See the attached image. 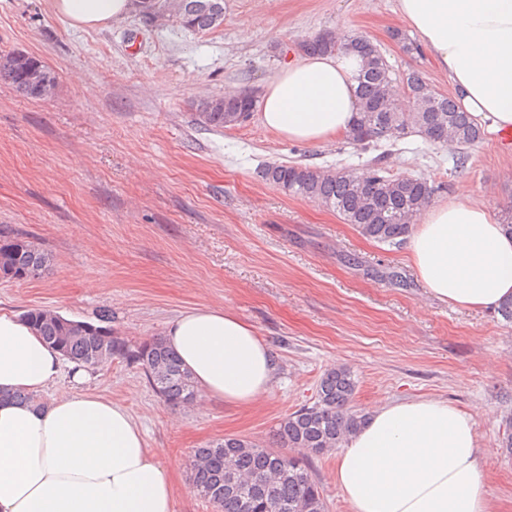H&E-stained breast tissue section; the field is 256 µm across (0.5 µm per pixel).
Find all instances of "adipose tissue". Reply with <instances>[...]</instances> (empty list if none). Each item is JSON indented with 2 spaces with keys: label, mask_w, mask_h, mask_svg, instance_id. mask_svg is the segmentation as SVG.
<instances>
[{
  "label": "adipose tissue",
  "mask_w": 512,
  "mask_h": 512,
  "mask_svg": "<svg viewBox=\"0 0 512 512\" xmlns=\"http://www.w3.org/2000/svg\"><path fill=\"white\" fill-rule=\"evenodd\" d=\"M136 0H56L72 25L124 18ZM447 73L463 111L512 130V0H397ZM355 57H298L257 102L278 136L319 143L358 110ZM408 259L429 294L470 310L512 298V235L483 204L459 196L424 209ZM164 339L198 388L245 406L268 392L274 358L255 329L211 306L185 311ZM62 357L17 315L0 313V512H174L168 473L122 406L81 391L40 404ZM29 393L26 401L16 392ZM471 415L437 399L373 411L336 455L334 475L355 512H490Z\"/></svg>",
  "instance_id": "adipose-tissue-1"
}]
</instances>
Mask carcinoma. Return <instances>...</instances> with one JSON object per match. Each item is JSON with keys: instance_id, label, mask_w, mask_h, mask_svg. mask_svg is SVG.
Returning <instances> with one entry per match:
<instances>
[{"instance_id": "carcinoma-1", "label": "carcinoma", "mask_w": 512, "mask_h": 512, "mask_svg": "<svg viewBox=\"0 0 512 512\" xmlns=\"http://www.w3.org/2000/svg\"><path fill=\"white\" fill-rule=\"evenodd\" d=\"M140 13L152 25L178 23L208 32L224 22V0H141ZM340 41L334 48L333 42ZM302 51H337L361 59L357 74L359 111L346 134L362 151L392 146L409 132L430 145L470 148L484 136L481 123L461 110L455 99L436 91L419 72L405 74L411 111L404 112L394 97L393 69L381 50L363 35L336 37L325 31L303 42ZM0 83L27 98L52 93L55 75L36 57L12 52L0 55ZM255 97L247 91H227L201 105L196 121L214 129L244 122L253 112ZM263 178L290 196L324 206L358 232L381 244L396 246L409 235L415 217L441 186L422 178L394 176L384 167V155L363 168L320 169L306 164H272ZM51 264L50 255L36 243L0 228V280L37 279ZM23 318L45 342L78 367L93 368L113 358L140 366L155 393L171 405L196 401L198 388L174 352L158 336L132 350L112 335V327L93 330L86 321L63 317L49 308L27 311ZM357 381L350 370L328 371L319 383L315 403L283 418L279 441L289 449L263 448L251 440L226 436L193 453V490L216 512H325V503L306 461L339 448L366 421L354 409Z\"/></svg>"}]
</instances>
